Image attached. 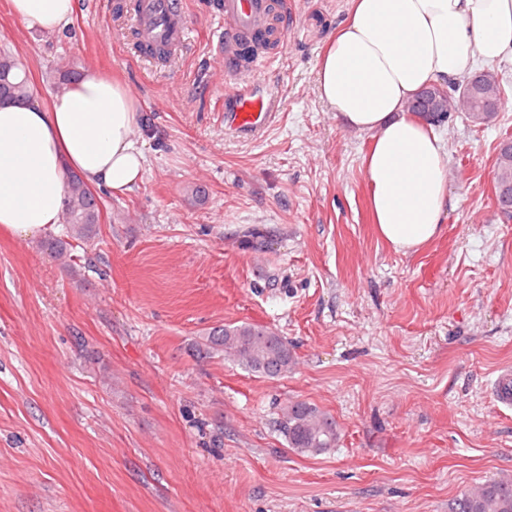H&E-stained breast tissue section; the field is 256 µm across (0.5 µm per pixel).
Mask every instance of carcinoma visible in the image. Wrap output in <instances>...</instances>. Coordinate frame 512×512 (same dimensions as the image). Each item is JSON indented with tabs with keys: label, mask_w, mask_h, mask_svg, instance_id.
I'll return each instance as SVG.
<instances>
[{
	"label": "carcinoma",
	"mask_w": 512,
	"mask_h": 512,
	"mask_svg": "<svg viewBox=\"0 0 512 512\" xmlns=\"http://www.w3.org/2000/svg\"><path fill=\"white\" fill-rule=\"evenodd\" d=\"M33 98L32 85L20 73L19 63L8 53H0V101L26 103ZM505 100V89L498 75L491 71L482 80L471 79L462 87L446 89L432 84L408 103L406 110L417 114L441 115L463 112L476 125H490L498 117V103ZM497 198L512 191V149L501 150L495 162ZM101 210L97 196L84 179L68 177L62 219L69 237L90 243L98 235ZM70 242L49 237L40 249L53 260L62 259ZM202 352L224 353L250 372L265 378L281 377L294 365L292 351L283 337L267 327L255 324L226 325L209 334ZM280 427L288 447L304 456H318L336 447L339 430L335 419L317 405L294 401L283 412ZM450 512H512V477L489 480L461 492L452 502Z\"/></svg>",
	"instance_id": "carcinoma-1"
}]
</instances>
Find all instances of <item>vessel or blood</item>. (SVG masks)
I'll use <instances>...</instances> for the list:
<instances>
[{
  "label": "vessel or blood",
  "mask_w": 512,
  "mask_h": 512,
  "mask_svg": "<svg viewBox=\"0 0 512 512\" xmlns=\"http://www.w3.org/2000/svg\"><path fill=\"white\" fill-rule=\"evenodd\" d=\"M224 17L215 49L224 57L227 87L224 99V128L243 136H259L274 121L276 114L259 90L255 72L244 70L245 55L264 48L274 57L285 48L291 13L288 0H218ZM133 15L146 59L164 60L184 47L188 21L182 0H132ZM499 407H512V370H503L492 384Z\"/></svg>",
  "instance_id": "1"
}]
</instances>
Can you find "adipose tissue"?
Wrapping results in <instances>:
<instances>
[{
    "instance_id": "adipose-tissue-1",
    "label": "adipose tissue",
    "mask_w": 512,
    "mask_h": 512,
    "mask_svg": "<svg viewBox=\"0 0 512 512\" xmlns=\"http://www.w3.org/2000/svg\"><path fill=\"white\" fill-rule=\"evenodd\" d=\"M10 14L52 32L77 0H8ZM512 59V0H350L318 63L320 97L342 124L369 133L364 161L374 222L395 250L441 232L448 158L427 118L406 102L476 62ZM128 90L89 71L49 104L0 106V230L25 239L58 224L66 176L116 194L145 172Z\"/></svg>"
}]
</instances>
